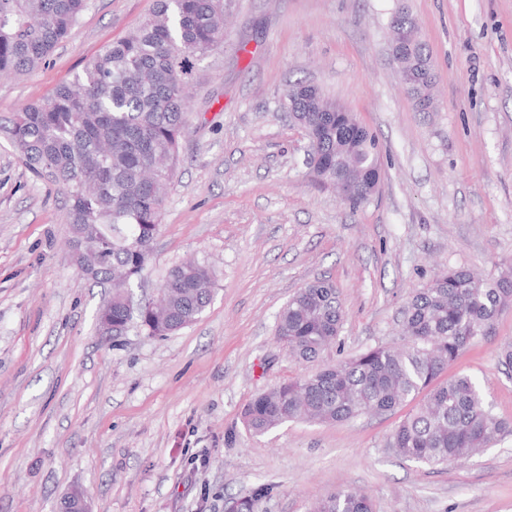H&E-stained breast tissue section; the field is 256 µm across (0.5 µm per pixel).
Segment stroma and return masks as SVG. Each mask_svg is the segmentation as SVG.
Returning <instances> with one entry per match:
<instances>
[{
  "instance_id": "obj_1",
  "label": "stroma",
  "mask_w": 512,
  "mask_h": 512,
  "mask_svg": "<svg viewBox=\"0 0 512 512\" xmlns=\"http://www.w3.org/2000/svg\"><path fill=\"white\" fill-rule=\"evenodd\" d=\"M402 4L431 55L433 112L415 110L392 60ZM154 5L88 0L45 65L0 78V116L72 81ZM297 82L379 142L378 188L359 207L310 178L307 139L281 109ZM70 237L63 192L0 136V512H56L76 486L91 512H225L261 484L259 512H308L348 487L375 512H512V433L433 469L392 452L402 408L262 435L243 424L259 393L396 340L439 270L512 261V0H234L223 44L196 63L162 227L132 286L154 300L172 266L208 264L212 301L180 331L99 335L109 293L77 271ZM322 277L341 293V342L305 362L276 319ZM509 341L510 309L448 372L512 421Z\"/></svg>"
}]
</instances>
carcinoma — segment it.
Masks as SVG:
<instances>
[{
	"instance_id": "carcinoma-1",
	"label": "carcinoma",
	"mask_w": 512,
	"mask_h": 512,
	"mask_svg": "<svg viewBox=\"0 0 512 512\" xmlns=\"http://www.w3.org/2000/svg\"><path fill=\"white\" fill-rule=\"evenodd\" d=\"M230 2L156 0L153 12L88 60L74 83L60 84L48 98L0 120V133L31 172L65 193L78 271L112 288L97 315L102 336H121L133 324L149 336H169L195 322L211 301L213 271L196 260L170 270L155 301L136 303L130 290L161 228L167 184L188 127L194 61L224 43ZM86 6L87 0H0V76L39 68L73 33ZM390 28L398 43V74L415 109L429 112L434 73L416 23L400 7ZM292 96L307 99V111H291ZM335 107V100L307 83L291 86L284 96L288 117L313 138L316 182L336 186L338 169L367 178L346 199L355 208L372 195L379 144L363 125L336 122ZM511 307L512 263L501 264L491 278L465 268L444 270L407 301L400 342L259 394L245 408L244 422L261 435L288 421L334 424L366 412L387 414L417 399L393 432V453L433 468L468 460L512 425L488 409L469 376L442 375ZM341 323L336 284L318 278L288 300L275 335L292 356L314 361L337 344ZM269 493L260 485L230 504L235 512H253ZM311 512H373V504L361 491L345 488L313 502Z\"/></svg>"
}]
</instances>
